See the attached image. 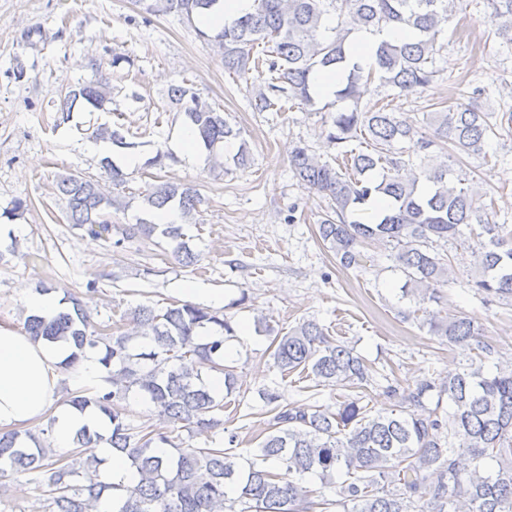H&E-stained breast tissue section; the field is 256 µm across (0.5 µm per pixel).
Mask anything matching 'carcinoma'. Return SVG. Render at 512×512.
Segmentation results:
<instances>
[{"mask_svg":"<svg viewBox=\"0 0 512 512\" xmlns=\"http://www.w3.org/2000/svg\"><path fill=\"white\" fill-rule=\"evenodd\" d=\"M219 0H147L151 13L180 11L191 20ZM457 0H253L251 11L215 32H202L220 52L224 70L241 78L256 74L265 91L256 97L261 112H280L286 104L313 106L321 93L312 81L318 71H334L339 82L333 97L351 102L338 109L324 129L336 149L340 172L320 161L306 146L289 159L293 176L329 204L317 225L322 243L344 269L362 265L361 248L382 244L394 253L403 276L402 296L414 307L398 315L416 321L442 343L464 345L474 356L446 380L423 375L406 386L374 368L356 349L330 336L315 320L286 332L261 318L256 332L268 338L267 351L282 376L300 371L315 386L350 388L353 394L336 407L317 403L293 406L275 391L261 389L267 417L263 438L248 457L228 447L177 448L169 431L136 423L126 408L138 393L162 421L206 436L224 428V398L237 389L235 361L224 344L235 336L233 316L220 308L189 302L157 308L140 304L120 324L93 321L82 297L67 293L55 315L31 314L28 335L69 347L58 367L69 370L88 353L106 371V386L95 394L71 396L67 405L99 417L73 438L71 454L56 455L32 433H0V472H37L46 512H96L107 498L114 512H512V361L496 358L481 325L467 314H444L428 304L441 303V287L453 272L445 246L474 240L470 247L475 276L470 287L482 304L512 305V224L498 223L495 199L483 202L474 176L462 158H487L492 138L512 133V111L485 109L478 88L467 103L423 113V132L406 125L385 106L361 105L376 84L408 94L428 87L435 77L434 55L448 32ZM500 44L512 49V0H485ZM336 24L324 25L330 11ZM389 27H409L416 37L399 44L382 40L375 60H353L355 31L378 35ZM261 51L254 52L256 47ZM107 78L69 90L61 104L62 120L83 100L100 109L111 100ZM170 102L183 108L187 124L199 135L211 168L229 173L250 166L246 143L224 155V143L238 138L224 113L183 85L168 89ZM124 125L102 124L92 137L121 148ZM55 194L66 200L67 223L114 245L174 244L173 258L195 267L200 253L189 244L183 224H112V209L122 202L99 181L78 174L57 179ZM386 206L362 222L359 216L378 200ZM201 205L197 189L160 180L143 196L147 211L175 207L189 219ZM211 340H197L199 332ZM224 375L218 394L203 375ZM380 388L392 403L372 413L366 392ZM452 411H447L443 403ZM102 443L126 455L139 475L132 487L99 479V461L70 460L80 449ZM308 475L321 487L306 484ZM336 490L329 499L323 489Z\"/></svg>","mask_w":512,"mask_h":512,"instance_id":"1","label":"carcinoma"}]
</instances>
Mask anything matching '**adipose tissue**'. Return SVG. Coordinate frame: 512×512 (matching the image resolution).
Segmentation results:
<instances>
[{
    "mask_svg": "<svg viewBox=\"0 0 512 512\" xmlns=\"http://www.w3.org/2000/svg\"><path fill=\"white\" fill-rule=\"evenodd\" d=\"M62 346L35 341L0 325V431L23 430L47 415L57 392Z\"/></svg>",
    "mask_w": 512,
    "mask_h": 512,
    "instance_id": "1",
    "label": "adipose tissue"
}]
</instances>
